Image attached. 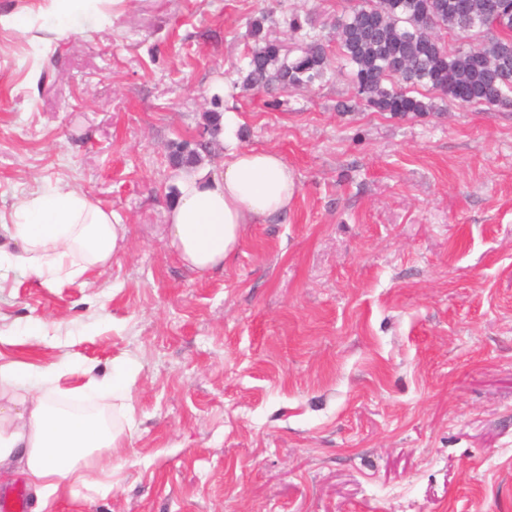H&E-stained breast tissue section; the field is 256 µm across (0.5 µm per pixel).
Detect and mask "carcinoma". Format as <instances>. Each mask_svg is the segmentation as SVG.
Listing matches in <instances>:
<instances>
[{"mask_svg": "<svg viewBox=\"0 0 512 512\" xmlns=\"http://www.w3.org/2000/svg\"><path fill=\"white\" fill-rule=\"evenodd\" d=\"M266 16L251 24L257 45L252 50L244 82L263 87L310 86L327 75L320 34L308 35L301 54L289 60L264 32ZM496 31L481 44L450 51L441 30L467 35L474 30ZM339 54L351 67L357 94L376 112L394 116H423L434 105L414 95L429 87L460 105H512V0H498L493 16L484 0H362L336 19ZM397 80L401 87L384 82ZM184 143L172 146L177 166L192 169L198 149Z\"/></svg>", "mask_w": 512, "mask_h": 512, "instance_id": "carcinoma-1", "label": "carcinoma"}]
</instances>
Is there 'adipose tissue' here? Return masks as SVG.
<instances>
[{
  "label": "adipose tissue",
  "mask_w": 512,
  "mask_h": 512,
  "mask_svg": "<svg viewBox=\"0 0 512 512\" xmlns=\"http://www.w3.org/2000/svg\"><path fill=\"white\" fill-rule=\"evenodd\" d=\"M295 191L294 174L278 153L232 151L222 177L182 178L168 211V243L198 273L221 268L247 226L286 213ZM125 237V225L82 192L33 191L0 216V280L12 272L45 284L79 280L110 266ZM132 382L121 358L99 378L67 356L43 365L0 355V469L22 474L44 507L64 488L107 493L112 452L125 447L126 433L104 413H76L69 405L92 396L130 408Z\"/></svg>",
  "instance_id": "1"
}]
</instances>
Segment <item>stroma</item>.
I'll list each match as a JSON object with an SVG mask.
<instances>
[{
	"mask_svg": "<svg viewBox=\"0 0 512 512\" xmlns=\"http://www.w3.org/2000/svg\"><path fill=\"white\" fill-rule=\"evenodd\" d=\"M356 0H117L55 33L45 0H0V212L51 185L127 228L111 266L0 283L7 356L136 368L112 490L55 512H512V107H366L335 43L308 88L245 87L250 22L299 54ZM280 153L297 193L223 270L166 240L181 174Z\"/></svg>",
	"mask_w": 512,
	"mask_h": 512,
	"instance_id": "stroma-1",
	"label": "stroma"
}]
</instances>
